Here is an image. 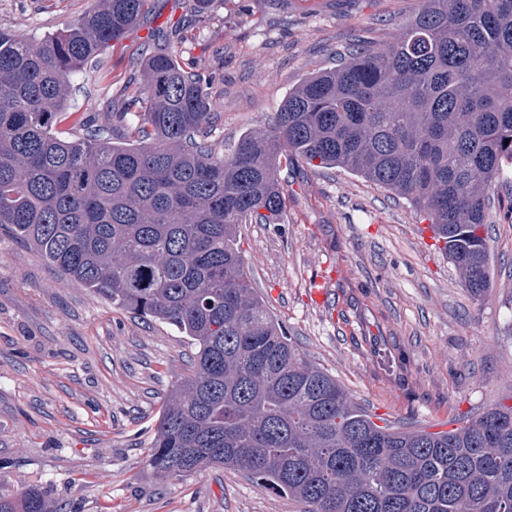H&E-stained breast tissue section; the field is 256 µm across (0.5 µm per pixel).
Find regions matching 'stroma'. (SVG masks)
Wrapping results in <instances>:
<instances>
[{"instance_id": "1", "label": "stroma", "mask_w": 512, "mask_h": 512, "mask_svg": "<svg viewBox=\"0 0 512 512\" xmlns=\"http://www.w3.org/2000/svg\"><path fill=\"white\" fill-rule=\"evenodd\" d=\"M91 0H0V26L41 37ZM159 25L181 10L155 0ZM418 0H210L182 30L184 63L209 83L210 139L230 153L268 130L289 88L331 68L356 41H390ZM135 30L105 68L73 80L69 120L122 109L143 83ZM278 224L242 225L252 285L289 337L353 400L392 425L449 429L512 396V187L491 198V285L473 299L415 207L349 171L292 162ZM192 349L64 280L0 230V494L37 489L65 512H303L230 468L173 478L147 453L162 405L189 374Z\"/></svg>"}]
</instances>
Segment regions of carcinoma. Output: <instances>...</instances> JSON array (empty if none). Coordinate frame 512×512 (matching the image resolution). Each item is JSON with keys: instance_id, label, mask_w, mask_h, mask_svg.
<instances>
[{"instance_id": "carcinoma-1", "label": "carcinoma", "mask_w": 512, "mask_h": 512, "mask_svg": "<svg viewBox=\"0 0 512 512\" xmlns=\"http://www.w3.org/2000/svg\"><path fill=\"white\" fill-rule=\"evenodd\" d=\"M150 0H93L39 39L0 27V227L61 274L194 347L148 448L168 477L224 466L304 512H512V405L458 427L379 425L286 335L237 247L276 224L281 160L342 168L426 215L474 298L490 287L488 189L512 164V0H419L392 40L357 41L288 91L232 153L207 140L214 101L157 35L135 112L55 130L72 78L150 23ZM0 512H53L43 494Z\"/></svg>"}]
</instances>
